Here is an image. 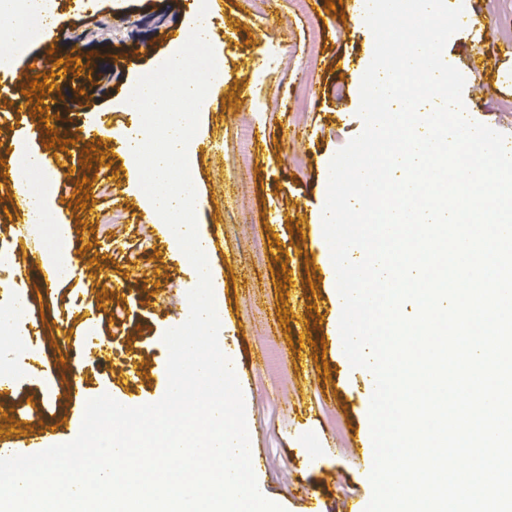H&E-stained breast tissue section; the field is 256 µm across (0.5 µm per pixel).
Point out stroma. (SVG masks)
<instances>
[{"label": "stroma", "mask_w": 512, "mask_h": 512, "mask_svg": "<svg viewBox=\"0 0 512 512\" xmlns=\"http://www.w3.org/2000/svg\"><path fill=\"white\" fill-rule=\"evenodd\" d=\"M310 0H224L214 16L211 40L224 50L220 81H212L199 113L196 144L189 153L197 194L198 233L207 261L218 318L221 350L234 364L244 392L249 433L260 455L253 465L258 486L284 512H304L300 498L284 494L278 480L315 495L321 512H340L341 499L357 495L369 503L370 472L359 445L369 425L374 377L352 367L339 331L340 296L321 215L330 162L363 129L357 115L360 83L372 56L367 27H351L338 9L309 12ZM476 13L447 42L445 60L465 77L462 100L470 118L506 135L512 149V0H448ZM59 27L79 39L92 68L62 89L70 110L55 116L85 132L101 123L121 130L140 120L127 91L166 57L173 30L197 21L196 0H54ZM111 24V47L84 36L87 23ZM265 33L261 47L252 36ZM121 54L120 68L102 62ZM351 66H344V59ZM244 80L247 99L236 97ZM43 100L32 95L17 112L0 93V159L17 149L45 151L38 129ZM68 171L51 195V219L29 234V252L57 270L51 286L29 269L16 251L13 232L21 219L16 195L0 181V249L13 261L0 267V308L22 297L17 321L19 348L0 344V363L12 366L15 394L7 407L17 425L33 430L68 419L61 442L73 440L80 412L66 397L70 378L87 398L110 395L126 406L153 403L165 393L168 357L165 333L184 323L187 294L198 275L185 254L172 251L173 232L145 237L136 163L128 155L88 142L71 152ZM101 211L121 212L109 242L81 224L85 201ZM65 224L79 249L53 252V227ZM317 256L315 269L301 271L299 235ZM136 274L125 292L105 297L106 281ZM298 308L288 318L285 302ZM96 309L95 321L80 318ZM102 346L101 362L79 357L75 342ZM45 349L41 364L21 361L29 347ZM148 358V376L120 374L130 357Z\"/></svg>", "instance_id": "stroma-1"}]
</instances>
